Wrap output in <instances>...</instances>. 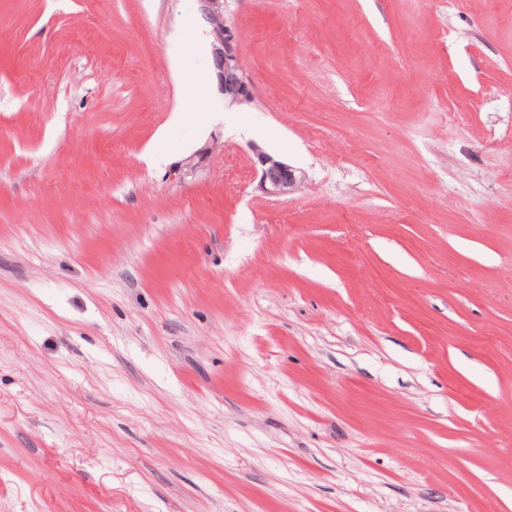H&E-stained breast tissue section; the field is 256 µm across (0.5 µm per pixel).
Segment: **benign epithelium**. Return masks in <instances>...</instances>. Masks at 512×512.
<instances>
[{
	"instance_id": "obj_1",
	"label": "benign epithelium",
	"mask_w": 512,
	"mask_h": 512,
	"mask_svg": "<svg viewBox=\"0 0 512 512\" xmlns=\"http://www.w3.org/2000/svg\"><path fill=\"white\" fill-rule=\"evenodd\" d=\"M210 24L213 39V65L224 104L233 107L253 100L251 84L240 60L239 39L225 15V0H198ZM255 165L260 172L259 189L268 196H282L301 188L305 174L279 157L254 146Z\"/></svg>"
}]
</instances>
